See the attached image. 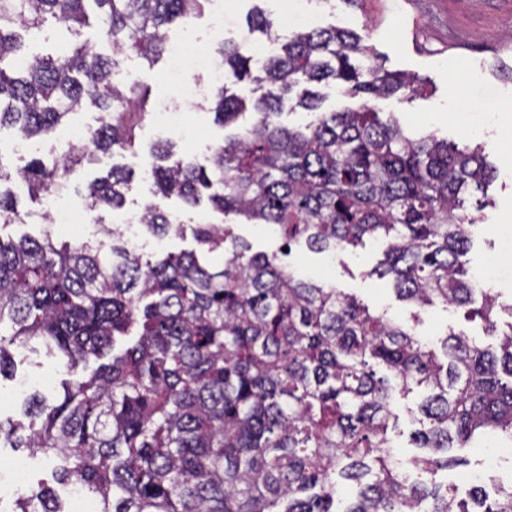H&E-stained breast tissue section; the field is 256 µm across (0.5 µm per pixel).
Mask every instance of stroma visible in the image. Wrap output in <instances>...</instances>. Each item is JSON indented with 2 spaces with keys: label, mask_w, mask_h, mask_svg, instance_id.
Returning <instances> with one entry per match:
<instances>
[{
  "label": "stroma",
  "mask_w": 512,
  "mask_h": 512,
  "mask_svg": "<svg viewBox=\"0 0 512 512\" xmlns=\"http://www.w3.org/2000/svg\"><path fill=\"white\" fill-rule=\"evenodd\" d=\"M263 8L279 23L281 38L303 31L305 24L319 28L348 30L360 35L384 69L415 76L417 92H400L376 100L381 117L398 118L411 131H426L437 138L459 140L467 137L481 144L497 167L487 195L489 206L482 211L483 222L473 237L468 255L473 277L485 279L499 303H512V0H224L226 26H219L212 11L191 18L187 27L171 26L168 42L173 48L192 42L199 53L181 65L162 58L155 66L132 54L120 56L115 82L148 86L156 105L181 106L177 121L159 125L146 117L136 130L138 147L132 152L101 156L91 166L76 168L71 176V194L55 198L56 209L71 213L72 219L55 226L58 240L72 243L99 234L101 227L122 225L129 213L140 210L152 199V185L146 173L152 158L149 149L158 140H171L196 161H205L213 145L238 132V125L215 123L209 104L200 96L210 76L209 49L220 40L240 38L246 18L254 7ZM95 26L83 29L79 39L94 43L98 52L111 54L110 45L97 41ZM61 24L46 22L43 32L29 36L27 50L46 54L75 39ZM97 113L87 106L62 126L52 143L25 140L13 130L0 131V161L9 168L23 166L34 155L47 154L56 146L66 154L74 146V127L94 124ZM132 169L133 182L124 209L96 213L95 225L81 220L82 206L75 191L111 166ZM236 234L250 242L253 251L277 255L279 263L355 296L371 312L404 322L427 343L440 346L449 329H465L480 346L491 344L481 321L466 322L462 313L434 306L425 309L400 300L388 279L372 276L380 257V245L366 244L333 255L310 251L297 243L290 254H282V240L270 229L247 222L234 227ZM18 376H28L43 385L57 383L65 368L59 358L44 350L16 351ZM466 465L438 471L435 480L454 487L458 498H468L475 481L486 487L512 479V445L498 442L485 433L476 447L465 449ZM22 460L30 481L49 479L51 465L42 455L25 448H0V499L12 504L17 485L10 461Z\"/></svg>",
  "instance_id": "obj_1"
}]
</instances>
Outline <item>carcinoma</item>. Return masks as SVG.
<instances>
[{"label": "carcinoma", "mask_w": 512, "mask_h": 512, "mask_svg": "<svg viewBox=\"0 0 512 512\" xmlns=\"http://www.w3.org/2000/svg\"><path fill=\"white\" fill-rule=\"evenodd\" d=\"M210 2L0 0V129L46 140L85 105L98 112L78 156L34 157L13 173L0 160V224L24 223L10 182L25 184L32 201L60 195L82 160L133 149L149 90L113 82L117 56L156 65L166 26ZM91 7L112 56L87 43L22 53L23 33L50 18L77 30ZM248 32L270 38L275 21L257 12ZM357 54L370 48L334 27L300 33L266 58L246 38L214 47L224 81L266 86L253 121L216 145L206 165L172 142L154 145L155 200L141 210L147 234L181 236L166 201L194 208L207 200L217 221L192 227L196 248L151 261L115 229L73 246L54 237L48 215L39 237L0 235V379L13 376V351L33 339L70 374L53 400L32 394L23 419L0 420V445L61 460L55 485L33 495L41 512H65L57 487L67 485L85 488L94 512H512V486L476 497L472 511L436 483L408 478L448 468V452L481 433L512 442V321L498 329L499 303L488 293L475 305L467 259L479 218L466 194L494 178L484 148L410 133L368 100L303 126L276 121L302 84L349 83L373 99L416 91L411 76L377 62L360 80ZM213 100L222 126L245 115L225 86ZM320 104L311 89L298 96L307 111ZM131 181L112 166L85 185V209L124 207ZM241 217L277 229L288 249L303 241L334 253L382 242L371 274L419 308L481 319L499 349L451 330L441 362L412 327L252 251L234 232ZM209 254L222 263H208ZM129 336L133 344L111 362L78 372ZM416 389L425 393L413 435L420 453L402 459L389 429L397 398ZM339 478L358 485L340 511ZM31 500L16 499L12 512H31Z\"/></svg>", "instance_id": "carcinoma-1"}]
</instances>
